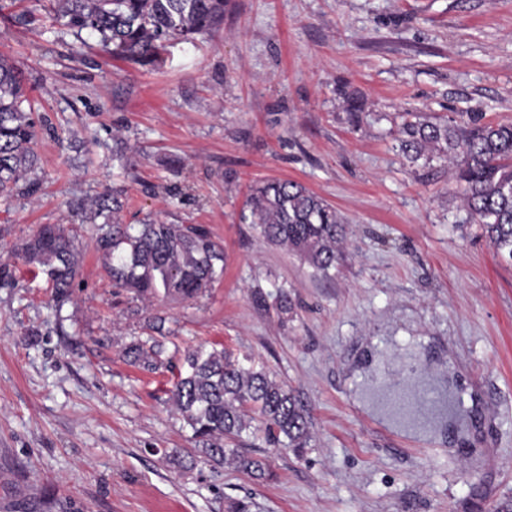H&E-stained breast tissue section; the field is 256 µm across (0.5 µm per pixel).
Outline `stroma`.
Listing matches in <instances>:
<instances>
[{
  "mask_svg": "<svg viewBox=\"0 0 512 512\" xmlns=\"http://www.w3.org/2000/svg\"><path fill=\"white\" fill-rule=\"evenodd\" d=\"M23 6L38 21L0 14V54L42 124L35 170L0 194V512H224L244 496L253 512H512V264L447 164L400 150L411 113L512 122V0H225L219 27L151 66L75 37L49 0ZM268 180L343 217L329 276L243 220ZM103 193L128 224L205 225L224 248L214 288L146 306L113 287L86 210ZM41 224L83 255L61 307L16 254ZM279 288L291 312L253 304ZM157 315L166 355L216 345L292 386L307 453L269 451L266 479L213 468L174 411L176 371L123 355ZM419 377L465 398L459 416L412 430L368 405Z\"/></svg>",
  "mask_w": 512,
  "mask_h": 512,
  "instance_id": "35a3bbf8",
  "label": "stroma"
}]
</instances>
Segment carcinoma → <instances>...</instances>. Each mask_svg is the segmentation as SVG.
<instances>
[{
	"label": "carcinoma",
	"instance_id": "cac0c4a2",
	"mask_svg": "<svg viewBox=\"0 0 512 512\" xmlns=\"http://www.w3.org/2000/svg\"><path fill=\"white\" fill-rule=\"evenodd\" d=\"M54 17L77 34L87 32L114 58L151 65L172 40L192 41L224 20V0H54ZM22 73L0 55V191L16 185L37 163L36 120ZM401 148L417 161L437 157L456 169L461 201L480 225L496 257L512 261V124L470 118L465 126L407 121ZM247 206L262 238L299 255L326 276L341 259L348 225L324 199L303 185L272 180L251 189ZM104 229L96 248L107 259L112 284L140 299L191 302L224 274V250L198 224H124L118 201H92ZM25 262L46 273L57 304L70 300L80 253L57 224L41 225L21 248ZM148 371L172 366L152 336L124 350ZM171 399L198 450L216 466L228 465L259 478L268 459L244 452V436L301 456L310 447L311 419L294 390L248 356L198 345L185 352Z\"/></svg>",
	"mask_w": 512,
	"mask_h": 512
}]
</instances>
